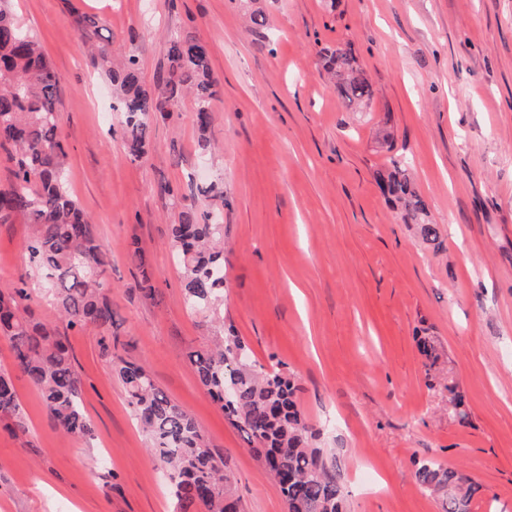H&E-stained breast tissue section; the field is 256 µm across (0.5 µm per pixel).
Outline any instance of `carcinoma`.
<instances>
[{
	"instance_id": "1",
	"label": "carcinoma",
	"mask_w": 512,
	"mask_h": 512,
	"mask_svg": "<svg viewBox=\"0 0 512 512\" xmlns=\"http://www.w3.org/2000/svg\"><path fill=\"white\" fill-rule=\"evenodd\" d=\"M10 0H0V144L13 145L8 160L13 180L0 188V221L14 216L30 226L25 246L31 266L48 291L66 327L112 326V306L103 291L107 253L93 224L68 190V151L58 108L60 77L37 36L14 17ZM97 56L105 67L122 114L126 155L140 161L150 145L154 120L167 119L182 98L194 102L200 146L213 120L217 81L208 45L191 33L168 39L171 77L145 87L134 55L112 67L104 46ZM334 91L348 109L366 106L373 87L353 56L338 49L328 56ZM388 202L422 240L441 244L442 229L431 221L425 198L400 159L378 174ZM171 245L183 270L186 308L208 310L219 324L212 342L188 354L201 385L213 402L247 434L251 450L278 487L287 512H346V493L333 460L315 446L320 431L298 406L295 376L268 370L251 359V349L233 328H224V225L210 222L195 202L183 204L172 225ZM25 280L0 290V333L9 343L16 369L41 392L54 425L67 437L93 435L83 411L82 381L65 333L31 319L23 301ZM113 369L122 382L132 413L149 442L155 462L168 471L169 490L179 512H243L229 483L224 455L209 448L192 414L174 403L154 382L144 364L117 355ZM0 428L28 432L13 377L0 371ZM418 483L439 500L441 512H470L479 487L460 471L433 460L420 463Z\"/></svg>"
}]
</instances>
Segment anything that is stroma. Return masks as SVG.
Here are the masks:
<instances>
[{"label":"stroma","instance_id":"1","mask_svg":"<svg viewBox=\"0 0 512 512\" xmlns=\"http://www.w3.org/2000/svg\"><path fill=\"white\" fill-rule=\"evenodd\" d=\"M272 28L247 29L245 0H12L61 77L68 183L108 253L104 291L119 352L100 329L68 333L93 426L63 435L38 390L14 382L29 431H0V512H174L166 478L112 370L144 363L228 462L244 512H285L238 427L212 401L187 354L208 316L184 303L170 246L172 191L207 200L224 226V323L267 369L300 385L308 420L335 457L348 512H440L416 481L437 460L479 484L471 512H512V0H260ZM98 29L82 31V16ZM205 41L219 82L201 150L193 102L153 123L147 156L130 161L112 85L90 44L113 63L135 55L146 87L169 76L167 36ZM350 50L375 96L344 107L320 52ZM408 161L439 249L386 203L377 181ZM29 227L0 222V289L27 275L29 306L60 325L23 248ZM142 252L155 287L140 289ZM435 346V359L419 340ZM465 419L453 414V391Z\"/></svg>","mask_w":512,"mask_h":512}]
</instances>
